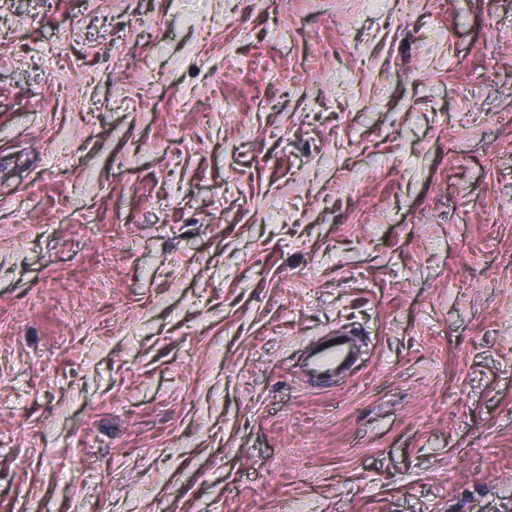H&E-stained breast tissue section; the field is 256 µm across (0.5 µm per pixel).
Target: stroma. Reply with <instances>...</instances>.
I'll list each match as a JSON object with an SVG mask.
<instances>
[{"label": "stroma", "mask_w": 512, "mask_h": 512, "mask_svg": "<svg viewBox=\"0 0 512 512\" xmlns=\"http://www.w3.org/2000/svg\"><path fill=\"white\" fill-rule=\"evenodd\" d=\"M0 512H512V0H0ZM351 357L348 343L333 338L316 347L306 359L303 369L313 374H331L346 366Z\"/></svg>", "instance_id": "35a3bbf8"}]
</instances>
